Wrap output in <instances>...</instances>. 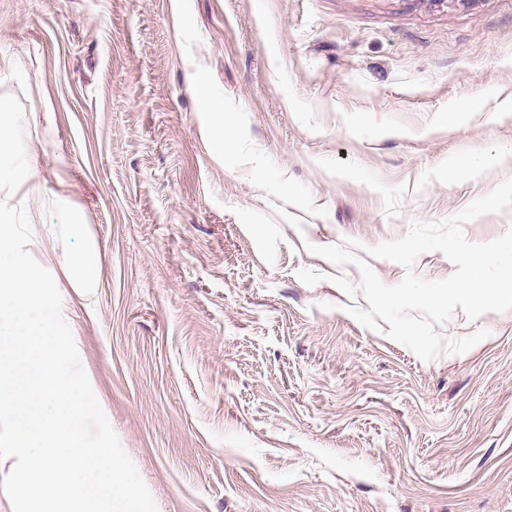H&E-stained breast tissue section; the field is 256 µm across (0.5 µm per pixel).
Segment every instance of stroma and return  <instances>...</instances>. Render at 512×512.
<instances>
[{
	"mask_svg": "<svg viewBox=\"0 0 512 512\" xmlns=\"http://www.w3.org/2000/svg\"><path fill=\"white\" fill-rule=\"evenodd\" d=\"M0 98L62 297L60 184L90 227L81 361L158 512H512V311L424 362L313 252L512 178V0H0Z\"/></svg>",
	"mask_w": 512,
	"mask_h": 512,
	"instance_id": "1",
	"label": "stroma"
}]
</instances>
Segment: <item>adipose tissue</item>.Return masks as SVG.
<instances>
[{"label":"adipose tissue","instance_id":"adipose-tissue-1","mask_svg":"<svg viewBox=\"0 0 512 512\" xmlns=\"http://www.w3.org/2000/svg\"><path fill=\"white\" fill-rule=\"evenodd\" d=\"M55 197L60 205L59 218L63 229L85 243L84 249L74 258L73 265L77 274L70 279L74 294L85 303L92 297L98 282L97 254L90 243L91 232L88 225L83 224L79 216L71 210L67 187H60Z\"/></svg>","mask_w":512,"mask_h":512}]
</instances>
